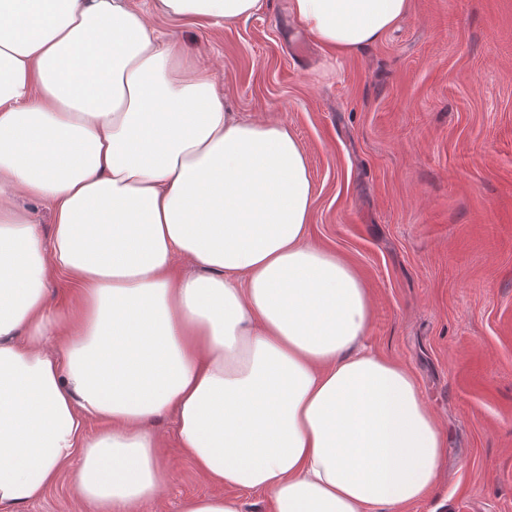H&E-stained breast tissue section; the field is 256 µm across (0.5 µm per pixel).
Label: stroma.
Instances as JSON below:
<instances>
[{
    "label": "stroma",
    "mask_w": 512,
    "mask_h": 512,
    "mask_svg": "<svg viewBox=\"0 0 512 512\" xmlns=\"http://www.w3.org/2000/svg\"><path fill=\"white\" fill-rule=\"evenodd\" d=\"M162 42L212 70L229 111L280 120L316 190L309 241L372 303L365 344L406 366L443 426L436 482L406 512H512V0H409L375 44L289 46L288 0L195 24L133 0ZM173 481L144 512L217 493L159 417ZM28 512H93L62 473Z\"/></svg>",
    "instance_id": "obj_1"
}]
</instances>
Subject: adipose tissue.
<instances>
[{"mask_svg":"<svg viewBox=\"0 0 512 512\" xmlns=\"http://www.w3.org/2000/svg\"><path fill=\"white\" fill-rule=\"evenodd\" d=\"M289 2L342 53L409 8ZM261 6L156 0L224 22ZM19 196L51 203V240ZM314 202L287 125L227 112L130 0H0V512L66 470L94 512H139L172 480L150 427L170 411L200 472L273 512L419 501L442 428L410 373L364 346L368 291L309 244ZM178 255L196 274L174 275ZM55 274L74 305H49ZM89 418L105 429L86 436Z\"/></svg>","mask_w":512,"mask_h":512,"instance_id":"ef3b65f1","label":"adipose tissue"}]
</instances>
